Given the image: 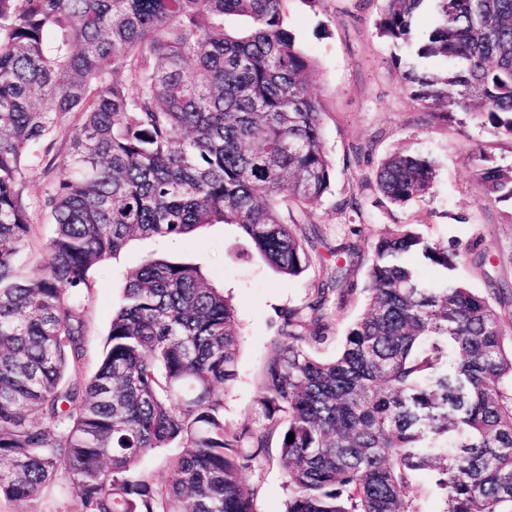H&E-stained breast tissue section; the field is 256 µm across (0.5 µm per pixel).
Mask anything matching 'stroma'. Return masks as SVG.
Here are the masks:
<instances>
[{
	"mask_svg": "<svg viewBox=\"0 0 512 512\" xmlns=\"http://www.w3.org/2000/svg\"><path fill=\"white\" fill-rule=\"evenodd\" d=\"M384 8L385 0H324L314 9L303 0L288 4V27L315 63L310 91L323 104L322 134L335 173L329 193L299 221L301 232L313 238L308 271L298 278L278 274L233 224H212L177 241L133 239L92 275L83 311L86 374L98 367L128 275L151 256L198 264L205 280L223 289L235 306L239 377L224 391V422L239 429L265 425L258 395L266 361L281 340L278 313L307 301L313 282L326 277L336 248L356 243L369 259L387 228L415 224L432 240L461 252L458 276L470 288L512 289V204L484 195L475 178L479 153L489 164L512 166V137L461 113L450 122L434 119L411 99L404 68L394 62V47L379 30ZM398 152L435 163V181L425 201L396 207L377 193L379 163ZM352 195L359 212L339 210V202ZM353 280L358 291L345 306L327 307L321 357L335 355L364 310V270H356ZM243 477L259 489L257 512H285L290 489L277 450L253 462Z\"/></svg>",
	"mask_w": 512,
	"mask_h": 512,
	"instance_id": "1",
	"label": "stroma"
}]
</instances>
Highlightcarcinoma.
I'll list each match as a JSON object with an SVG mask.
<instances>
[{"label": "carcinoma", "instance_id": "1", "mask_svg": "<svg viewBox=\"0 0 512 512\" xmlns=\"http://www.w3.org/2000/svg\"><path fill=\"white\" fill-rule=\"evenodd\" d=\"M288 2L0 0V501L40 512L63 475L73 512H256L242 471L275 440L286 512H423L427 471L440 512H512L508 292L451 277L424 285L406 255L450 274L461 253L411 224L375 243L366 306L334 357L317 354L323 337L307 323L355 290L360 248L336 249L309 300L281 311L263 427L224 424L236 312L193 264L150 258L129 274L98 369L84 374L90 277L134 237L235 224L278 273L309 269V237L281 204L308 212L333 168ZM425 3L437 23L418 34ZM379 28L413 59L453 66L404 72L428 115L461 112L512 137V0H386ZM67 113L73 131L58 125ZM58 138L62 155L51 153ZM40 164L59 171L39 202L53 231L28 271L24 174ZM476 176L512 202V167ZM434 179L431 160L397 153L375 188L403 207L426 200ZM156 448L173 449L161 487L140 468Z\"/></svg>", "mask_w": 512, "mask_h": 512}]
</instances>
